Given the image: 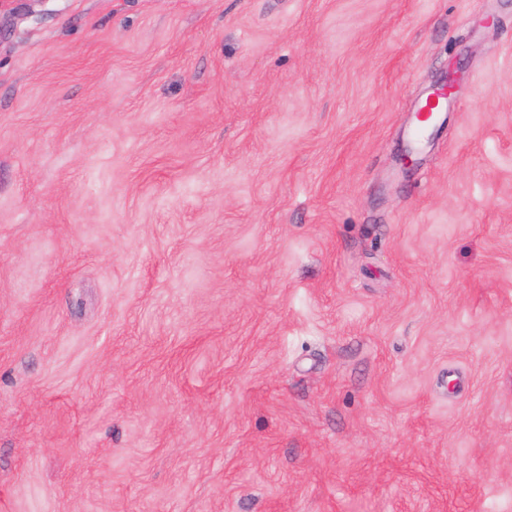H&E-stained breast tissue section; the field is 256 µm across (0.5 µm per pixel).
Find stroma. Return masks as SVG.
<instances>
[{
  "mask_svg": "<svg viewBox=\"0 0 512 512\" xmlns=\"http://www.w3.org/2000/svg\"><path fill=\"white\" fill-rule=\"evenodd\" d=\"M0 512H512V0H0Z\"/></svg>",
  "mask_w": 512,
  "mask_h": 512,
  "instance_id": "obj_1",
  "label": "stroma"
}]
</instances>
